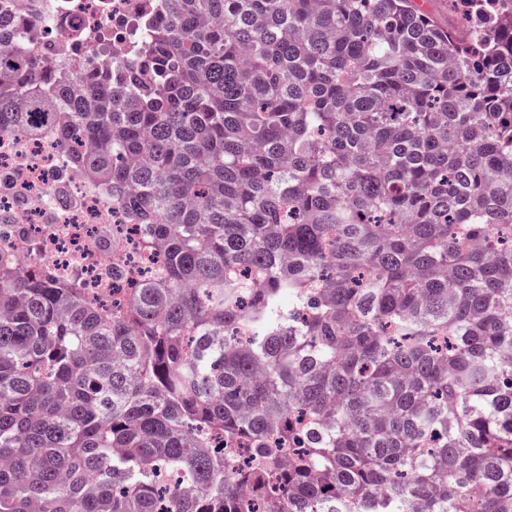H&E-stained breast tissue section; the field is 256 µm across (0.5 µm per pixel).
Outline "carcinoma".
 I'll list each match as a JSON object with an SVG mask.
<instances>
[{"label":"carcinoma","instance_id":"1","mask_svg":"<svg viewBox=\"0 0 512 512\" xmlns=\"http://www.w3.org/2000/svg\"><path fill=\"white\" fill-rule=\"evenodd\" d=\"M448 2L143 0L112 69L0 23V137L163 263L0 250V512H512V0ZM424 12L430 14L438 24L446 28L461 23L460 19L448 14V0H413Z\"/></svg>","mask_w":512,"mask_h":512}]
</instances>
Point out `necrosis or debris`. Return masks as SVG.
I'll use <instances>...</instances> for the list:
<instances>
[{"instance_id":"obj_1","label":"necrosis or debris","mask_w":512,"mask_h":512,"mask_svg":"<svg viewBox=\"0 0 512 512\" xmlns=\"http://www.w3.org/2000/svg\"><path fill=\"white\" fill-rule=\"evenodd\" d=\"M142 0H0V16L17 22L29 57L77 60L96 67L139 53ZM141 227L113 209L107 189L77 171L56 140L0 139V245L78 280L89 301L123 302L159 259L140 249ZM132 274L111 281L114 256Z\"/></svg>"}]
</instances>
